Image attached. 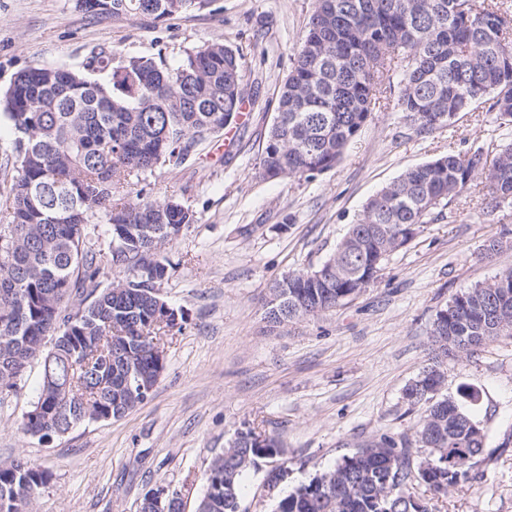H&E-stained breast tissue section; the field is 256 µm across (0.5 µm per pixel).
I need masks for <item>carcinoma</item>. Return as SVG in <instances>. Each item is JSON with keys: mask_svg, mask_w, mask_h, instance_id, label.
Here are the masks:
<instances>
[{"mask_svg": "<svg viewBox=\"0 0 512 512\" xmlns=\"http://www.w3.org/2000/svg\"><path fill=\"white\" fill-rule=\"evenodd\" d=\"M212 0H80L93 15L157 18L202 11ZM105 72L101 84L90 74ZM239 52L215 41L170 66L123 57L107 46L83 69L35 66L4 94L15 131L12 176L0 215V390L42 366L39 395L19 423L40 440L85 421L118 419L143 403L127 378L154 388L163 367L152 355L184 313L162 299L163 245L196 216L159 201L131 180L180 167L224 131L245 101ZM398 87L392 97V87ZM501 126L512 125V34L496 0H315L278 91L277 116L262 150L269 179L312 178L333 169L374 112L400 113L419 136L475 111L485 96ZM480 188L512 208V141L450 153L401 174L366 202L361 217L322 264L275 281L266 299L273 324L345 304L375 280L397 241L415 236L459 194ZM114 270L104 286L101 270ZM512 335V269L456 294L436 313V357L468 354ZM57 337L51 349L42 338ZM440 363L406 390L429 403L415 441L386 434L282 496L275 512H431L418 484L444 495L473 479L486 441L460 398L435 397ZM430 456L414 461L418 449ZM282 453L276 436L248 426L212 458L204 512H241L243 478L258 459ZM50 473L26 457L0 462V512H29Z\"/></svg>", "mask_w": 512, "mask_h": 512, "instance_id": "carcinoma-1", "label": "carcinoma"}]
</instances>
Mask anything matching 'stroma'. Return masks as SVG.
Masks as SVG:
<instances>
[{
    "mask_svg": "<svg viewBox=\"0 0 512 512\" xmlns=\"http://www.w3.org/2000/svg\"><path fill=\"white\" fill-rule=\"evenodd\" d=\"M315 0H214L167 18L92 16L76 0H0V94L36 65L80 68L89 49L174 62L214 40L242 56L245 109L182 167L147 181L155 199L173 196L196 221L163 246L171 265L160 293L185 315L165 339L152 396L117 420L85 422L48 441L24 435L41 364L18 390L0 395V461L26 457L52 478L33 512H139L161 487L195 512L205 472L236 431L251 425L280 438L287 477L271 483L272 460H257L241 489L242 512H274L277 501L316 471L387 434L414 437L425 405L406 389L431 358L437 311L464 290L512 268V208L490 209L477 190L458 197L385 261L349 303L273 328L264 298L288 272L319 266L366 201L407 169L512 136L484 97L451 127L419 137L397 113L376 112L341 161L316 177L267 179L259 168L277 112L278 90ZM502 247L486 253L490 240ZM442 391L476 393L470 411L487 438L476 479L433 495L432 512H512V336L440 367Z\"/></svg>",
    "mask_w": 512,
    "mask_h": 512,
    "instance_id": "stroma-1",
    "label": "stroma"
}]
</instances>
